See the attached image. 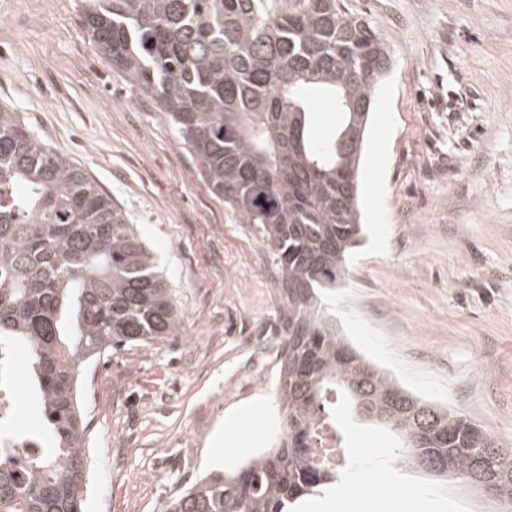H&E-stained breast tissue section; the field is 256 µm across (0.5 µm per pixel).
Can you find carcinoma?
I'll list each match as a JSON object with an SVG mask.
<instances>
[{
  "mask_svg": "<svg viewBox=\"0 0 512 512\" xmlns=\"http://www.w3.org/2000/svg\"><path fill=\"white\" fill-rule=\"evenodd\" d=\"M98 53L168 112L212 193L271 246L281 271L274 446L210 474L166 512H292L340 481L312 461L314 416L372 413L458 482L484 478L512 512V452L471 419L417 397L346 343L320 291L362 244L360 167L390 53L346 0H86ZM336 104L313 134L317 105ZM180 330L171 293L108 194L0 107V342L25 345L55 447L0 451V512H85L81 377L101 357Z\"/></svg>",
  "mask_w": 512,
  "mask_h": 512,
  "instance_id": "cac0c4a2",
  "label": "carcinoma"
}]
</instances>
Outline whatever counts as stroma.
<instances>
[{
  "instance_id": "1",
  "label": "stroma",
  "mask_w": 512,
  "mask_h": 512,
  "mask_svg": "<svg viewBox=\"0 0 512 512\" xmlns=\"http://www.w3.org/2000/svg\"><path fill=\"white\" fill-rule=\"evenodd\" d=\"M390 47L360 171L366 242L329 292L354 343L424 399L512 446V0H348ZM84 0H0V107L67 155L151 250L181 327L101 359L106 414L86 440V512H165L208 472L271 447L280 350L260 347L280 305L269 248L214 195L154 100L82 30ZM19 425L40 431L19 347ZM261 403L257 435L227 422ZM355 501L386 483L424 512L496 505L475 489L397 469L392 432L342 410ZM225 434L223 462L213 442Z\"/></svg>"
}]
</instances>
